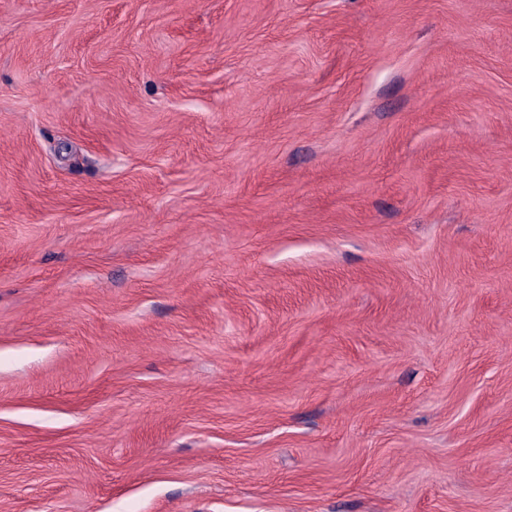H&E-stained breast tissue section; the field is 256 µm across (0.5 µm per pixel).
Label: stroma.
<instances>
[{
    "label": "stroma",
    "instance_id": "stroma-1",
    "mask_svg": "<svg viewBox=\"0 0 512 512\" xmlns=\"http://www.w3.org/2000/svg\"><path fill=\"white\" fill-rule=\"evenodd\" d=\"M0 512H512V0H0Z\"/></svg>",
    "mask_w": 512,
    "mask_h": 512
}]
</instances>
